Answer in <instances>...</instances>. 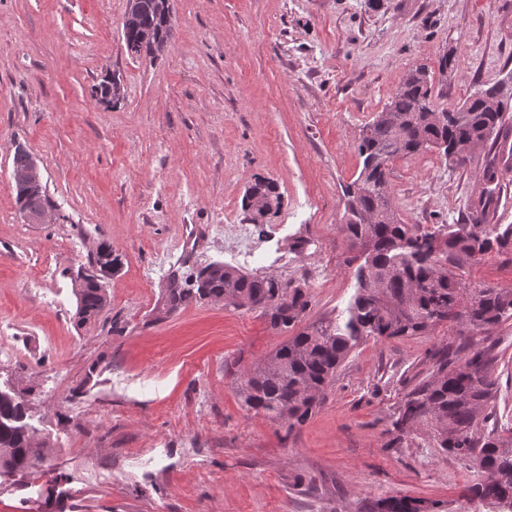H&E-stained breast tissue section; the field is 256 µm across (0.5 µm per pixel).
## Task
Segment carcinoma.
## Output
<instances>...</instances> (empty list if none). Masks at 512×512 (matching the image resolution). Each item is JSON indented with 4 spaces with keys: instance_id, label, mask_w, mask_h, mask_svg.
<instances>
[{
    "instance_id": "1",
    "label": "carcinoma",
    "mask_w": 512,
    "mask_h": 512,
    "mask_svg": "<svg viewBox=\"0 0 512 512\" xmlns=\"http://www.w3.org/2000/svg\"><path fill=\"white\" fill-rule=\"evenodd\" d=\"M136 14L125 18L122 39L136 57L156 58L155 48L170 41L165 0H136ZM93 95L103 103L123 97L121 80L106 75ZM512 102V82L480 86L453 110H439L431 95L428 73L411 71L386 105V110L363 126L356 149L362 167L343 188L347 214L341 231L359 249L356 291L347 317L323 318L302 327L237 381L243 406L263 413L292 431L311 418L323 403V393L338 367L362 341L423 336L441 323L456 330L467 345L474 338L487 341L493 330L512 321V287L472 285L463 280L466 267L494 251L512 256V224L500 228L488 223L489 211L469 224H442L428 229L403 223L391 202L387 170L398 156L436 149L453 167H463L469 156L459 154L465 144L499 147L504 112ZM20 210L54 206L46 191L15 185ZM254 195L282 202L277 185L256 180ZM359 200L360 211L351 201ZM121 259L101 243L81 274L79 313L97 315L108 304L102 286L119 270ZM290 294L288 306L280 304ZM224 303L234 310L260 311L275 330L294 328L310 308L306 285L292 279L244 273L215 262L183 287L174 282L167 290L163 311L171 314L194 300ZM483 349L463 361L451 349L436 352L429 374L401 399L392 416L388 448L420 437L427 447L452 456L486 474V479L465 487L460 495L466 512H512V436L504 438L487 429L495 417L497 379L490 373ZM25 419L24 402L0 391V471L27 469L40 457ZM419 498L379 497L359 512H418Z\"/></svg>"
}]
</instances>
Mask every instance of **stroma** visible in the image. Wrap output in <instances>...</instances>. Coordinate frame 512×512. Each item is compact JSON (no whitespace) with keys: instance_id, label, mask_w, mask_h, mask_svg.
<instances>
[{"instance_id":"obj_1","label":"stroma","mask_w":512,"mask_h":512,"mask_svg":"<svg viewBox=\"0 0 512 512\" xmlns=\"http://www.w3.org/2000/svg\"><path fill=\"white\" fill-rule=\"evenodd\" d=\"M125 10L0 0V391L23 398L44 448L0 476V512H357L389 495L456 510L478 473L418 439L387 445L434 351L460 345L447 325L355 347L288 433L246 410L236 383L288 331L207 300L161 308L171 273L221 261L306 282L305 322L343 316L358 251L340 230L342 188L361 167L360 129L415 67L447 110L512 78V0H174L171 43L151 62L127 54ZM108 73L124 85L113 106L92 94ZM18 143L55 203L50 223L19 210ZM488 162L482 148L462 168L434 151L395 158L399 218L463 223ZM258 176L283 197L264 237L241 208ZM297 238L307 249L292 250ZM103 242L122 266L84 320L75 279ZM464 277L512 286V258L486 255ZM491 341L507 429L512 324Z\"/></svg>"}]
</instances>
